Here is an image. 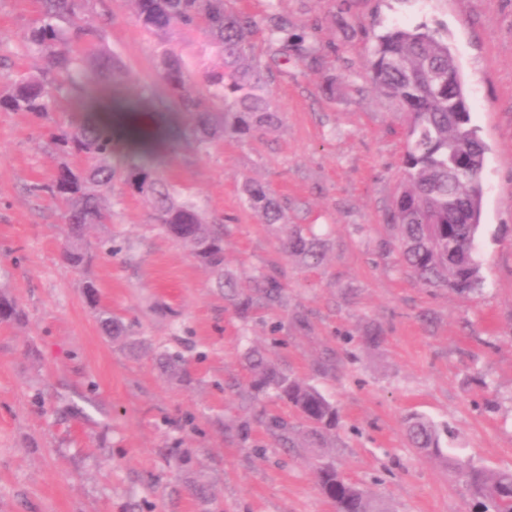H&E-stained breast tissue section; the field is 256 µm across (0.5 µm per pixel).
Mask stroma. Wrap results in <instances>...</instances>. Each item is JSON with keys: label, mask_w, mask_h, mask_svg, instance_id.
Masks as SVG:
<instances>
[{"label": "stroma", "mask_w": 512, "mask_h": 512, "mask_svg": "<svg viewBox=\"0 0 512 512\" xmlns=\"http://www.w3.org/2000/svg\"><path fill=\"white\" fill-rule=\"evenodd\" d=\"M257 19L277 14L314 41L316 59H281L265 30L251 43L269 64L278 128L199 152L163 143L159 176L224 226V264L278 274L282 304L248 316L188 248L152 223L142 197L124 193L111 223L122 250L86 273L62 259L59 212L28 187L60 159L47 130L70 110L33 120L0 111V291L25 316L0 325V512H333L316 461L336 466L387 512H466L470 491L445 460L409 447L408 417L440 431L442 448L489 472L512 470V0H237ZM36 0H0V59L9 73L44 68L22 40ZM93 25L122 62L131 94H160L157 42L195 82L221 67L203 33L156 39L127 0H94ZM427 25L446 36L467 84L472 123L486 146L483 291L462 296L403 273L389 213L406 151L408 116L365 67L379 35ZM280 198L289 223L310 228L324 259L285 253L244 181ZM98 285L90 306L80 280ZM131 324L103 335L97 310ZM270 350L277 367L318 388L340 413L336 445L308 454L279 447L258 410L297 424L273 392L254 394L244 354ZM182 353L178 375L157 352Z\"/></svg>", "instance_id": "obj_1"}]
</instances>
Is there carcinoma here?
<instances>
[{
    "label": "carcinoma",
    "mask_w": 512,
    "mask_h": 512,
    "mask_svg": "<svg viewBox=\"0 0 512 512\" xmlns=\"http://www.w3.org/2000/svg\"><path fill=\"white\" fill-rule=\"evenodd\" d=\"M92 0H38L37 18L24 35L26 44L46 60L44 70L18 72L4 77L6 93H0V109L24 112L41 118L49 114L66 89L77 95L72 112L50 133L55 150L70 159L47 182L34 183L29 191L45 192L59 206L63 224L62 257L75 269L85 267L93 251L112 256L122 250L110 237L96 249L85 240L94 224L112 222L106 193L120 182L148 200L153 221L170 238L187 245L191 255L218 277L229 300L246 310L237 293L238 276L224 269V225L211 224L200 206L180 199L158 177L156 152L149 146L154 133L140 129L139 147L129 148L114 127L97 118L94 101L84 84L115 83L121 76L118 60L105 47V28L89 26L84 14ZM134 16L144 33L157 36L174 26L200 30L224 60L219 70L205 73L199 95L186 74L185 64L171 48H162L159 77L165 95H156L144 111L131 101L114 111L136 117L179 112L188 118L180 133L186 144L206 151L215 142L239 141L279 126L280 113L271 109L267 97L268 63L252 52L250 38L260 21L231 6V0H130ZM268 40L280 53L293 51L308 57L316 47L305 33L288 30V21L277 15L266 19ZM374 84L408 111L407 151L400 189L391 214L398 229V252L405 272L427 288H447L469 296L483 284L474 257L479 233L478 196L485 146L471 122L451 112L452 99H468L459 64L448 40L424 24L394 26L378 36L367 62ZM219 104L213 112L205 100ZM245 201L266 224L282 225L289 257L300 262L322 258L321 243L285 220V208L266 186L252 181L243 185ZM255 286L271 302L282 298L280 279L271 274L254 277ZM103 332L124 336L128 326L119 317L97 310ZM23 317L19 305L0 295V323L12 324ZM254 376L253 389L272 390L286 400L300 420V428L277 417L265 425L284 448H327L336 437L339 415L336 406L318 389L280 371L257 349L246 355ZM409 445L441 456L436 427L412 416L406 421ZM448 465L463 478L473 503L472 512H512V471L487 472L458 458ZM321 493L335 512H386L358 484L334 466L316 465Z\"/></svg>",
    "instance_id": "1"
}]
</instances>
